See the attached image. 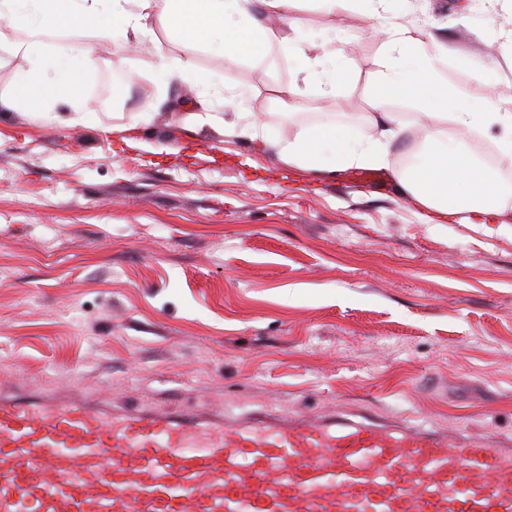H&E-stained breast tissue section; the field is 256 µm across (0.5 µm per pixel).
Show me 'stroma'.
Wrapping results in <instances>:
<instances>
[{"label": "stroma", "mask_w": 512, "mask_h": 512, "mask_svg": "<svg viewBox=\"0 0 512 512\" xmlns=\"http://www.w3.org/2000/svg\"><path fill=\"white\" fill-rule=\"evenodd\" d=\"M289 41L212 74L161 77L184 47L160 14L136 38L70 27L40 48L80 42L97 56L73 99L46 116L17 111L15 75L31 58L0 47V392L51 389L115 411L221 418L288 415L421 426L512 440V193L490 224L442 218L402 190L425 121L393 102L405 131L383 181L289 168L274 148L320 115L370 111L389 53L382 21L440 35L439 79L472 99L512 98V11L496 0H350L324 14L302 0ZM332 43L337 96L303 57ZM125 61L110 108L104 77ZM247 90L255 132L228 134L225 85ZM296 86L297 111L278 88ZM215 122H205V115ZM133 126L145 149L120 147Z\"/></svg>", "instance_id": "stroma-1"}]
</instances>
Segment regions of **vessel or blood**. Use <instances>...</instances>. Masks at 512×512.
<instances>
[{"instance_id":"b4317fda","label":"vessel or blood","mask_w":512,"mask_h":512,"mask_svg":"<svg viewBox=\"0 0 512 512\" xmlns=\"http://www.w3.org/2000/svg\"><path fill=\"white\" fill-rule=\"evenodd\" d=\"M0 512H512V445L0 395Z\"/></svg>"}]
</instances>
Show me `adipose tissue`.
<instances>
[{"instance_id": "1", "label": "adipose tissue", "mask_w": 512, "mask_h": 512, "mask_svg": "<svg viewBox=\"0 0 512 512\" xmlns=\"http://www.w3.org/2000/svg\"><path fill=\"white\" fill-rule=\"evenodd\" d=\"M300 0H0V17L8 27L0 29V44L10 42L11 32L24 30L21 48L34 52L43 37L78 24L109 34L119 22L142 34L153 12H161L171 30L182 40L188 54L176 60L178 70L193 68L191 49L199 37H206L223 50L230 60L264 50L270 31L260 15H278L287 28L297 21L293 11ZM394 62L376 78L370 97L371 111L363 123L336 124L322 119L303 128L291 141L278 147L289 167L332 172L352 165L382 166L389 156V144L403 128L398 113L389 111L391 101L421 104L428 122L426 149L420 162L399 174L402 188L423 207L436 214L465 212L466 223L487 224L496 216L498 189L482 166L474 163L456 143L448 141L438 117L448 118L456 130L498 128L499 145L505 157L512 158V100L480 101L462 91L449 90L434 79V62L448 52L438 39L421 29L394 24L387 30ZM96 57L91 49L78 44L58 52L51 68L34 63L15 77L17 98L25 111H39L43 102L75 92L82 71L91 69Z\"/></svg>"}]
</instances>
